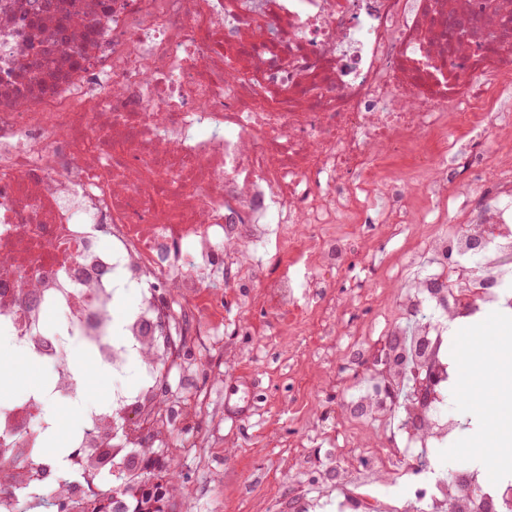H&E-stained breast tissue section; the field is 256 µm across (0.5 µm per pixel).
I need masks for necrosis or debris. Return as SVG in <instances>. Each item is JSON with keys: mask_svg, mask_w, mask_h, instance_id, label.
Here are the masks:
<instances>
[{"mask_svg": "<svg viewBox=\"0 0 512 512\" xmlns=\"http://www.w3.org/2000/svg\"><path fill=\"white\" fill-rule=\"evenodd\" d=\"M28 2L0 0V338L53 375L0 403V512L37 496L15 455L56 428L48 403L79 411L89 471L114 438L166 439L147 400L186 368L161 336L172 316L187 347L215 348L234 288L330 335L352 224L425 228L385 312L405 344L351 362L361 423L388 445L350 446L367 479L300 512H407L399 481L421 512H512L511 481L437 460L461 429L448 329L512 309V152L483 138L512 143V0H52L37 27ZM121 290L135 302L116 315ZM88 349L110 405L81 394Z\"/></svg>", "mask_w": 512, "mask_h": 512, "instance_id": "1", "label": "necrosis or debris"}]
</instances>
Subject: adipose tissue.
<instances>
[{
  "instance_id": "adipose-tissue-1",
  "label": "adipose tissue",
  "mask_w": 512,
  "mask_h": 512,
  "mask_svg": "<svg viewBox=\"0 0 512 512\" xmlns=\"http://www.w3.org/2000/svg\"><path fill=\"white\" fill-rule=\"evenodd\" d=\"M511 345L512 337L504 334L487 336L471 345L467 352V364L460 373L459 381L466 392H474L483 401V420L476 433L491 442L493 449L477 455L475 461L495 477H512V375L504 378L502 388L488 392L473 385L476 373L485 371L493 348Z\"/></svg>"
}]
</instances>
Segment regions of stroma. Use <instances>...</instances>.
<instances>
[{"instance_id":"stroma-1","label":"stroma","mask_w":512,"mask_h":512,"mask_svg":"<svg viewBox=\"0 0 512 512\" xmlns=\"http://www.w3.org/2000/svg\"><path fill=\"white\" fill-rule=\"evenodd\" d=\"M408 247L404 236L387 235L377 244L383 276L365 290L346 288V275L336 277L346 306L336 318V333L316 344L288 335L277 317L232 309L230 317L253 333L237 337L235 353L206 355L209 368L222 373L214 395L224 405V426L216 448L200 461L191 443L203 424H174L169 440L155 446L156 458H178L185 488L171 499L170 512H282V503L300 495L314 496L336 480L342 468L326 474L318 458L322 446L311 429L327 432L336 445L365 442L378 447L381 434L339 416L352 388L345 369L349 348L365 344L360 328L380 335L384 319L380 293L398 292L397 273Z\"/></svg>"}]
</instances>
